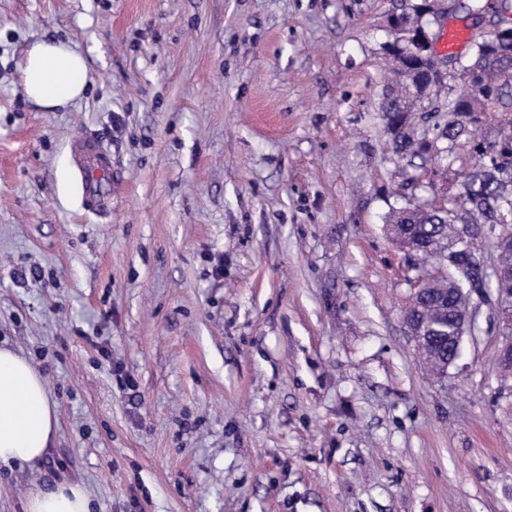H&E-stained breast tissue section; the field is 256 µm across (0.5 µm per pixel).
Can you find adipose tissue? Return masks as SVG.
Here are the masks:
<instances>
[{
    "instance_id": "adipose-tissue-1",
    "label": "adipose tissue",
    "mask_w": 512,
    "mask_h": 512,
    "mask_svg": "<svg viewBox=\"0 0 512 512\" xmlns=\"http://www.w3.org/2000/svg\"><path fill=\"white\" fill-rule=\"evenodd\" d=\"M88 81L86 60L70 44L41 40L27 49L22 82L38 107L53 110L82 98ZM56 426V405L41 375L24 356L0 346V468L41 459ZM26 512H94V505L83 485L63 482L31 490Z\"/></svg>"
}]
</instances>
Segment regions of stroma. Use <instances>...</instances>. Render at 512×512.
I'll return each mask as SVG.
<instances>
[{"label": "stroma", "instance_id": "stroma-1", "mask_svg": "<svg viewBox=\"0 0 512 512\" xmlns=\"http://www.w3.org/2000/svg\"><path fill=\"white\" fill-rule=\"evenodd\" d=\"M405 6L0 0V343L58 408L0 512L65 481L96 512H512L494 305L439 378L403 322L418 261L385 217L438 195L377 110ZM49 37L90 77L53 111L21 80ZM84 154L83 187L89 199L101 206L108 205L110 197L105 187L112 181V166L107 155L93 144L82 146Z\"/></svg>", "mask_w": 512, "mask_h": 512}]
</instances>
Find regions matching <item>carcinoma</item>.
<instances>
[{"label": "carcinoma", "mask_w": 512, "mask_h": 512, "mask_svg": "<svg viewBox=\"0 0 512 512\" xmlns=\"http://www.w3.org/2000/svg\"><path fill=\"white\" fill-rule=\"evenodd\" d=\"M432 10L412 11L393 16L390 27L407 32L430 25L423 18ZM389 74L384 76L379 111L392 136L398 155L423 156L428 153L426 138L415 137L401 108L417 98L416 86L401 66L400 54L384 49ZM464 72L477 78L481 88L456 82L443 92L436 112L448 116L445 125L435 124L433 135L447 140L448 154L459 164V202L446 209L427 207L421 202L389 212L386 223L398 224L402 233L421 242L433 256H444L454 244L460 228L466 224L484 228L499 223L501 214L512 211V42L492 41L476 44L471 58L462 63ZM489 112L499 113L493 130L477 134L474 127ZM471 296L437 281L429 294L418 300L410 318L418 324L436 320L440 308L459 317L469 308ZM431 371L442 375L448 364V352L455 339H430L417 345Z\"/></svg>", "instance_id": "obj_1"}]
</instances>
